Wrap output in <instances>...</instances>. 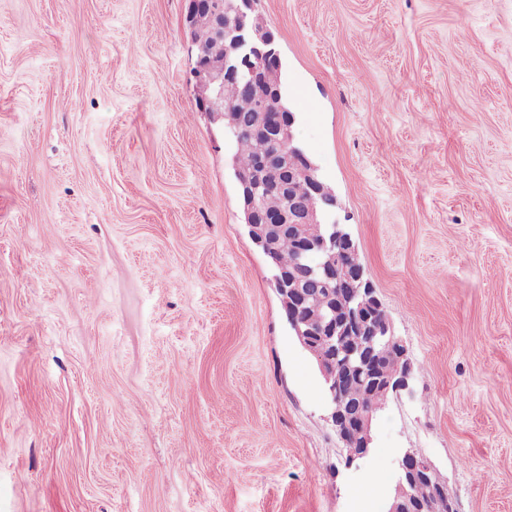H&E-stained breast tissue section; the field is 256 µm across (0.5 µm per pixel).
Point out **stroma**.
I'll return each mask as SVG.
<instances>
[{"instance_id": "35a3bbf8", "label": "stroma", "mask_w": 512, "mask_h": 512, "mask_svg": "<svg viewBox=\"0 0 512 512\" xmlns=\"http://www.w3.org/2000/svg\"><path fill=\"white\" fill-rule=\"evenodd\" d=\"M188 5L0 0V512H512V0H254L412 368L351 463ZM429 475L437 477L438 487L441 489L442 482L432 465L424 457L405 452L398 460V482L386 512H438V506H434L432 501L439 496L436 491H433L432 498L426 500H418L412 493L413 485Z\"/></svg>"}]
</instances>
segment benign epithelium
Masks as SVG:
<instances>
[{
	"label": "benign epithelium",
	"mask_w": 512,
	"mask_h": 512,
	"mask_svg": "<svg viewBox=\"0 0 512 512\" xmlns=\"http://www.w3.org/2000/svg\"><path fill=\"white\" fill-rule=\"evenodd\" d=\"M254 0H230L235 16L224 17V0H190L185 18L186 25L205 24L213 28L216 44L209 49L195 50L192 77L198 92L199 107L219 119H224V84L246 80L258 109L270 111L272 94L263 83L264 68L279 58L275 36L271 29L257 28L250 22ZM292 113H278L271 121L261 122L253 132L259 136L273 134L282 145L276 160L258 158L253 168L243 170L239 177L250 186L246 205V224L253 242L262 248L266 257L274 259V240L282 232L293 234L300 252L308 259L305 269L310 276L322 279L327 286L344 298L346 319L336 323V318L321 317L316 320L306 315L304 277L297 272L283 273L274 280L288 323L295 329L300 344L314 351L315 339L326 338L336 342V337L355 333L366 337V344L349 351L344 362L336 358L316 355L329 399V422L334 427L346 451V460L366 457L371 449L372 411H360L349 417L344 411L341 392L344 372H353L359 366L387 356L394 360L391 378L378 384L385 392H397L408 387L411 366L406 357L403 342L394 334L388 318L383 313L371 312L379 303L376 290L366 277L364 267L357 261V247L346 225L327 221L317 202L305 210L299 209L294 200L300 193L326 198L336 205V198L318 175L316 165L306 162L299 165L297 154L301 150L295 144ZM278 191L288 196V205L275 214L263 212L258 199L266 191ZM307 224L325 226L317 240L305 238ZM436 476L432 465L423 457L405 452L398 460V482L395 495L387 512H438L433 499L438 493L419 500L412 493L413 485L427 476Z\"/></svg>",
	"instance_id": "benign-epithelium-1"
}]
</instances>
